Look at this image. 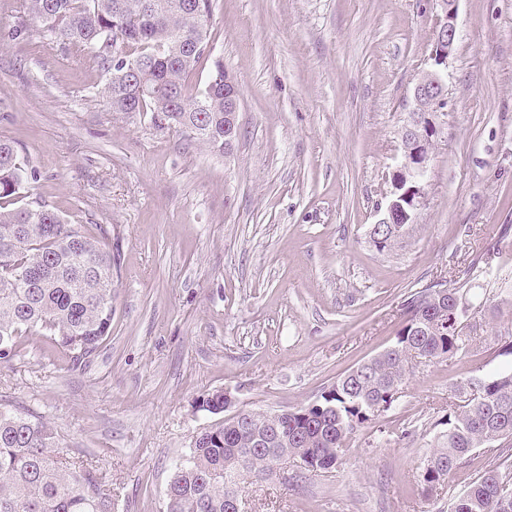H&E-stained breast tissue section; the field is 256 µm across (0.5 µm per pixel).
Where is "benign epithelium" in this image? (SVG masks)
<instances>
[{"mask_svg":"<svg viewBox=\"0 0 512 512\" xmlns=\"http://www.w3.org/2000/svg\"><path fill=\"white\" fill-rule=\"evenodd\" d=\"M439 18L428 68L413 90L415 111L419 118L401 131V154L390 174L391 189L385 207L377 211L375 230L388 225L393 235L403 233V225L413 223L414 211L422 198L431 161L432 137L437 134L439 114L447 106L445 72L458 38V0H437ZM240 92L229 74H224V152H229L241 136L239 124Z\"/></svg>","mask_w":512,"mask_h":512,"instance_id":"benign-epithelium-1","label":"benign epithelium"}]
</instances>
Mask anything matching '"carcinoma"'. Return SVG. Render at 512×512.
<instances>
[{"mask_svg": "<svg viewBox=\"0 0 512 512\" xmlns=\"http://www.w3.org/2000/svg\"><path fill=\"white\" fill-rule=\"evenodd\" d=\"M212 0H27L42 32L109 74L111 105L153 113L159 128L179 127L208 147L224 150V63L213 60L208 89L187 84L209 40ZM123 34L133 51L112 58L95 46ZM20 152L0 139V366L20 354L24 336H47L73 368L87 364L112 325V229L67 224L53 210L9 209L38 172L16 166ZM31 268L41 275L24 277ZM468 303L459 287L428 286L404 301L405 325L394 344L340 377L305 407L272 417L250 410L197 436L189 460L175 467L165 490L167 512H230L246 478L269 480L288 454L327 473L342 464L347 442L374 420L372 407L390 410L402 397L416 359L447 360L481 348L466 333ZM481 389L470 397V386ZM435 449L423 461L422 493L438 494L448 476L480 448L512 446V367L472 378L454 389ZM288 437V447L275 435ZM57 433L30 415L0 410V512H112V495L95 472L68 467ZM512 469L485 472L453 498L448 512H502Z\"/></svg>", "mask_w": 512, "mask_h": 512, "instance_id": "cac0c4a2", "label": "carcinoma"}]
</instances>
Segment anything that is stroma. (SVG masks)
Listing matches in <instances>:
<instances>
[{"mask_svg": "<svg viewBox=\"0 0 512 512\" xmlns=\"http://www.w3.org/2000/svg\"><path fill=\"white\" fill-rule=\"evenodd\" d=\"M25 0H0V137L37 180L14 204L112 229V331L74 369L29 336L0 368V409L32 415L60 454L101 475L112 512H166L165 487L199 432V399L271 413L316 401L390 347L412 290L468 289L474 353L414 371L402 397L350 440L329 473L284 459L247 486L243 512H446L512 450L479 449L425 499L421 463L455 385L487 378L512 330V0H459L447 107L414 222L379 249L412 90L429 65L436 0H212L210 59L241 95L231 154L113 111L107 75L30 28Z\"/></svg>", "mask_w": 512, "mask_h": 512, "instance_id": "35a3bbf8", "label": "stroma"}]
</instances>
